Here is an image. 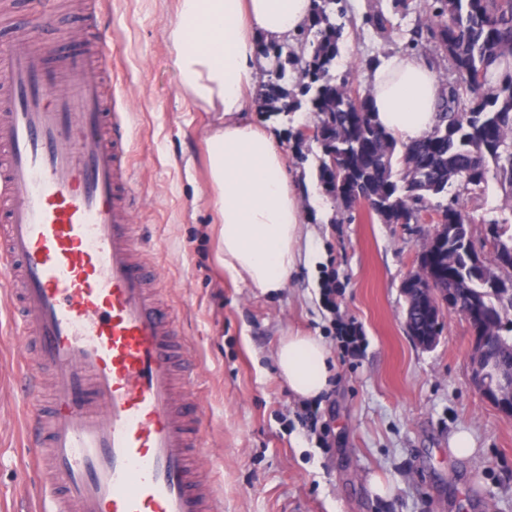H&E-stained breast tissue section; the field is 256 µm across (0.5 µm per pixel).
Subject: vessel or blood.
<instances>
[{
    "instance_id": "1",
    "label": "vessel or blood",
    "mask_w": 512,
    "mask_h": 512,
    "mask_svg": "<svg viewBox=\"0 0 512 512\" xmlns=\"http://www.w3.org/2000/svg\"><path fill=\"white\" fill-rule=\"evenodd\" d=\"M31 0L0 45V283L31 337L25 434L51 512H224L195 479L198 412L178 403L190 349L130 223V137L89 52L36 29Z\"/></svg>"
}]
</instances>
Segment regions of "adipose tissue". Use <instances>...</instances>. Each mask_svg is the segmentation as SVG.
Here are the masks:
<instances>
[{
  "label": "adipose tissue",
  "instance_id": "1",
  "mask_svg": "<svg viewBox=\"0 0 512 512\" xmlns=\"http://www.w3.org/2000/svg\"><path fill=\"white\" fill-rule=\"evenodd\" d=\"M312 6V0H178L168 32L183 96L221 119L206 144L224 265L265 292L285 287L302 257V209L278 139L242 114L256 88L259 38L300 31ZM440 90L433 72L415 58H386L372 78L376 119L398 141L420 139L436 122ZM328 359L315 336H285L276 351L280 378L304 399L328 389Z\"/></svg>",
  "mask_w": 512,
  "mask_h": 512
}]
</instances>
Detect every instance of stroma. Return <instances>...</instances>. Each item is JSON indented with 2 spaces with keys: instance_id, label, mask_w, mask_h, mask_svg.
<instances>
[{
  "instance_id": "stroma-1",
  "label": "stroma",
  "mask_w": 512,
  "mask_h": 512,
  "mask_svg": "<svg viewBox=\"0 0 512 512\" xmlns=\"http://www.w3.org/2000/svg\"><path fill=\"white\" fill-rule=\"evenodd\" d=\"M177 0H109L96 23L69 15L64 43L75 48L106 35L112 68L105 90L127 114L135 235L165 282L161 303L178 315L194 356L196 384L185 401L204 416L199 476L224 498V512H512V419L502 417L470 379L471 330L445 313L437 345L418 346L404 322L402 284L416 267L424 224H385L365 206L343 218L340 199L318 172L312 137L318 115L260 111L247 117L280 141L286 171L301 192L302 247L311 258L285 288L267 293L231 274L220 259L217 216L209 202L204 139L214 113L187 104L179 89L167 33ZM346 25L336 71L368 85L383 57L407 54L427 64L440 83L446 59L427 39L411 43L415 16L394 0H346ZM384 14L379 32L363 19ZM483 238L499 216L495 176L460 196ZM335 273V305L321 283ZM354 324L355 349L343 352L336 329ZM317 336L331 358L330 388L317 400L294 395L275 362L283 336ZM24 351L7 305L0 303V512H35L47 496L27 462L23 399L15 363ZM469 432L474 451L452 454ZM390 488L379 495L375 481Z\"/></svg>"
}]
</instances>
